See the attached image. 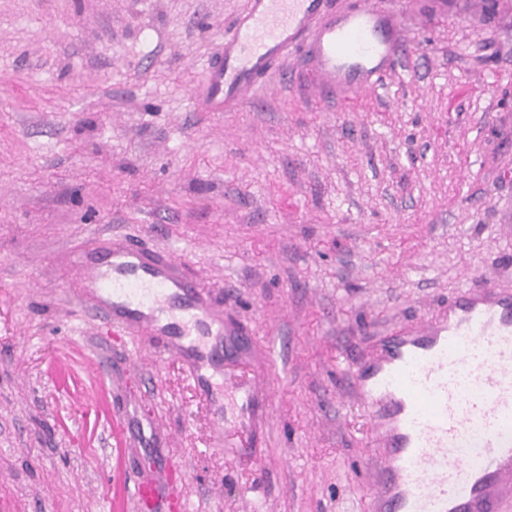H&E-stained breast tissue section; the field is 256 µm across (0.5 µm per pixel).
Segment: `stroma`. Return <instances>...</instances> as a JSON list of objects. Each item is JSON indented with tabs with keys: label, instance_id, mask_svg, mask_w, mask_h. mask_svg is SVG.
Segmentation results:
<instances>
[{
	"label": "stroma",
	"instance_id": "35a3bbf8",
	"mask_svg": "<svg viewBox=\"0 0 512 512\" xmlns=\"http://www.w3.org/2000/svg\"><path fill=\"white\" fill-rule=\"evenodd\" d=\"M406 55L336 110L283 83L233 112L202 76L244 0H0V512H364L375 454L343 346L512 291V0H383ZM182 261L269 412L218 430L180 361L60 274L91 233ZM168 439L139 448L121 415Z\"/></svg>",
	"mask_w": 512,
	"mask_h": 512
}]
</instances>
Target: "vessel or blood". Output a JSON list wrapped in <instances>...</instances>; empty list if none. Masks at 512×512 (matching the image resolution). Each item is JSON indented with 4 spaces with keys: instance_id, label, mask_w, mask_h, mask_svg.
<instances>
[{
    "instance_id": "b4317fda",
    "label": "vessel or blood",
    "mask_w": 512,
    "mask_h": 512,
    "mask_svg": "<svg viewBox=\"0 0 512 512\" xmlns=\"http://www.w3.org/2000/svg\"><path fill=\"white\" fill-rule=\"evenodd\" d=\"M304 51L301 81L328 107L380 87L403 57L396 13L377 0H246L205 70L204 109L230 112ZM75 294L105 326L162 337L187 358L206 402L207 373L224 342V310L173 255L97 235L78 249ZM380 460L368 512H512V294L462 290L447 317L384 337L350 366Z\"/></svg>"
}]
</instances>
